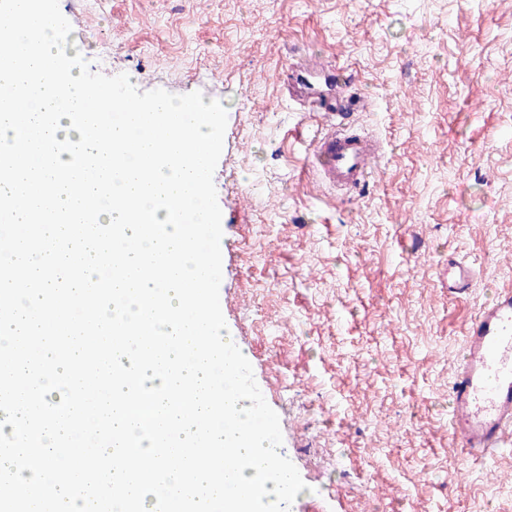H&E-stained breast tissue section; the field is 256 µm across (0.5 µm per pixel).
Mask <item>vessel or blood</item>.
I'll return each instance as SVG.
<instances>
[{
	"mask_svg": "<svg viewBox=\"0 0 512 512\" xmlns=\"http://www.w3.org/2000/svg\"><path fill=\"white\" fill-rule=\"evenodd\" d=\"M317 111L336 116L314 147L322 179L353 191L371 176L369 163L379 145L351 133L336 115L335 99L319 101ZM448 294L466 296L476 275L463 261L448 263ZM448 423L467 462H487L512 443V289L496 290L470 322L448 389Z\"/></svg>",
	"mask_w": 512,
	"mask_h": 512,
	"instance_id": "vessel-or-blood-1",
	"label": "vessel or blood"
}]
</instances>
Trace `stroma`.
Wrapping results in <instances>:
<instances>
[{
    "instance_id": "obj_1",
    "label": "stroma",
    "mask_w": 512,
    "mask_h": 512,
    "mask_svg": "<svg viewBox=\"0 0 512 512\" xmlns=\"http://www.w3.org/2000/svg\"><path fill=\"white\" fill-rule=\"evenodd\" d=\"M66 54L228 112L214 184L228 331L306 484L289 512H512V454L461 467L448 385L512 287V0H59ZM355 76L369 185L321 183L287 68ZM478 273L449 298V258Z\"/></svg>"
}]
</instances>
